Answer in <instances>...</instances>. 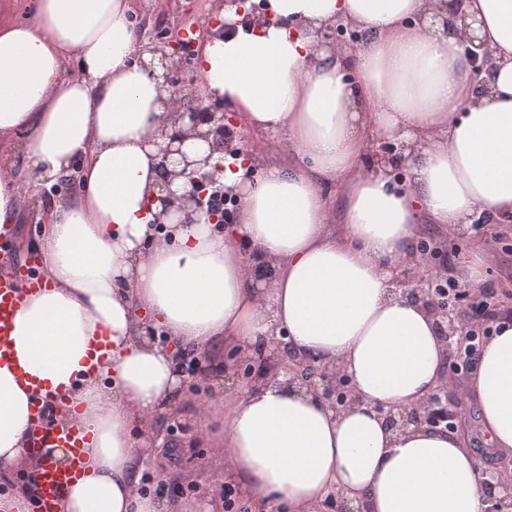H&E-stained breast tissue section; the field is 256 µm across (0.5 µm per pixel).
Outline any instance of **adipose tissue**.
Returning a JSON list of instances; mask_svg holds the SVG:
<instances>
[{
	"label": "adipose tissue",
	"mask_w": 512,
	"mask_h": 512,
	"mask_svg": "<svg viewBox=\"0 0 512 512\" xmlns=\"http://www.w3.org/2000/svg\"><path fill=\"white\" fill-rule=\"evenodd\" d=\"M215 7L224 25L200 40L202 97L288 137L287 162L255 176L184 141L238 198L220 233L183 200L182 178L170 209L154 199L177 167L163 147L179 103L131 0H34L32 21L0 20V153H23L30 192L74 166L80 185L43 215L47 282L0 364V471L67 464L68 449L29 450L36 405L58 398L87 437L63 512H167L138 490L134 436L151 440L173 412L181 358L224 345L256 361L281 336L293 364L340 371L360 401L334 412L285 375L216 392L224 425L204 416L198 431L257 512H317L333 494L363 512H486L485 466L460 432H395L379 410L422 404L446 375L432 315L397 282L419 261L418 224L512 223V0H267L264 20L238 0ZM329 25L364 38L323 45ZM384 141L402 144L409 185L378 158ZM23 183L0 164V226L24 210ZM468 393L491 447L511 456L512 313L480 347Z\"/></svg>",
	"instance_id": "adipose-tissue-1"
}]
</instances>
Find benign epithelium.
Returning a JSON list of instances; mask_svg holds the SVG:
<instances>
[{
	"mask_svg": "<svg viewBox=\"0 0 512 512\" xmlns=\"http://www.w3.org/2000/svg\"><path fill=\"white\" fill-rule=\"evenodd\" d=\"M155 49L161 52V60L165 69L169 72H177L182 69L185 59L195 56L194 46L190 43L178 42L159 38ZM180 120L188 121V130L185 132L174 133L166 136L167 143L163 148L165 157L174 154L180 156V163L183 164L181 170L175 174L184 179V186L188 190L182 195L194 206V210L206 215L207 223L213 225L215 229L224 228L226 220L223 215L210 208H206L199 189L203 186L216 187L217 180L215 174L202 170V162L190 161L181 151L179 144L183 143L185 138L196 136L208 141L211 152L224 153L229 150L231 139L227 133L229 126L225 124L228 119V113L224 112V106L220 103L207 101L202 97H196L194 102L186 105L182 111L178 112ZM174 174L164 171V175L158 185L160 201L167 207L172 203L175 197L171 189ZM404 286V292L414 300L426 306L434 316L437 317V325L441 331L442 339L448 347L449 358H454L460 353L463 347V337L460 334V327L456 316L448 311V308L435 301L428 288L417 284L413 288L406 287V282H400ZM304 385L328 400L331 408L335 412H340L352 401V391L347 387L346 378L337 372H328L326 370L316 371L309 375ZM430 406L446 404L448 405V414H453L457 401L448 397V384L439 385L426 400ZM384 422L388 429L392 431L403 432L410 426L416 427L427 425L436 428L439 423L433 415L414 414L407 410H394L392 408L383 412ZM485 479L483 488L486 501L490 503L487 512H512V480L505 477L499 471L484 472Z\"/></svg>",
	"mask_w": 512,
	"mask_h": 512,
	"instance_id": "7a95c632",
	"label": "benign epithelium"
}]
</instances>
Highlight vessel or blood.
Masks as SVG:
<instances>
[{
  "mask_svg": "<svg viewBox=\"0 0 512 512\" xmlns=\"http://www.w3.org/2000/svg\"><path fill=\"white\" fill-rule=\"evenodd\" d=\"M45 282L43 271L32 266L20 275L0 274V360L11 356L12 326L26 295L39 290ZM84 443L85 438L75 425L63 429L44 422L35 427L30 439L31 449L67 448L71 457L68 465L63 467L45 462L39 464L35 473L38 495L30 512H62L64 492L83 468Z\"/></svg>",
  "mask_w": 512,
  "mask_h": 512,
  "instance_id": "obj_1",
  "label": "vessel or blood"
}]
</instances>
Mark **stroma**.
Listing matches in <instances>:
<instances>
[{"label":"stroma","mask_w":512,"mask_h":512,"mask_svg":"<svg viewBox=\"0 0 512 512\" xmlns=\"http://www.w3.org/2000/svg\"><path fill=\"white\" fill-rule=\"evenodd\" d=\"M134 5L141 35L150 44L157 35L175 27L185 25L201 33L214 22L213 0H135ZM232 135L244 152L268 159H282L288 150V142L282 134L273 135L240 125L233 128ZM61 196V191L49 190L30 199L18 223L10 227L9 247L0 251V271L23 272L32 256L29 244L42 231L38 217ZM477 244L482 247L484 284L495 291L492 305L502 308L512 301V224L498 231L486 228L452 236L441 225L423 223L411 246L422 255L425 268L445 280L460 278L459 260ZM229 355V349L222 347L207 355L209 375L204 383L195 385L190 379L182 380L175 413L158 415L153 421L155 436L164 441L163 451L153 448L140 451L144 476L159 481L163 487L161 497L171 512H197L206 502L214 505L216 512H223L222 486L233 483L234 478L225 472L214 449L200 440L196 422L214 392L245 385L240 372L226 371Z\"/></svg>","instance_id":"35a3bbf8"}]
</instances>
